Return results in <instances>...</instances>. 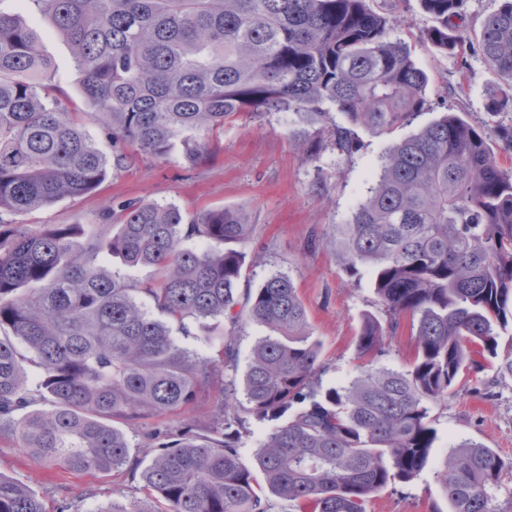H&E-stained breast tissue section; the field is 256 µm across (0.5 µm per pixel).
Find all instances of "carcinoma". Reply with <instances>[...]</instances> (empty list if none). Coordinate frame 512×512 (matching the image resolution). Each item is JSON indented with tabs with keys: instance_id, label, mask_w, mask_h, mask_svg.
Segmentation results:
<instances>
[{
	"instance_id": "1",
	"label": "carcinoma",
	"mask_w": 512,
	"mask_h": 512,
	"mask_svg": "<svg viewBox=\"0 0 512 512\" xmlns=\"http://www.w3.org/2000/svg\"><path fill=\"white\" fill-rule=\"evenodd\" d=\"M51 17L82 75L89 112L44 96L53 79L36 31L0 11V213H25L94 192L109 157L82 129L100 123L112 146L166 157L206 156L205 138L243 112H288L292 136L314 161L326 145L347 162L358 130L379 134L425 110L428 75L408 47L388 39L389 14L366 0H28ZM468 0H422L426 37L462 60L480 55L507 79L490 90L493 116L512 112V0L480 31ZM346 124L336 122L333 113ZM512 149V122L486 128L449 112L395 143L350 221L333 228L353 276L365 270L396 332L410 320V367L375 366L385 330L374 316L358 337L360 372L321 389L320 343L286 276L241 294L238 209L186 221L173 205L127 203L90 235L82 224L0 219V432L45 466L108 474L129 462L121 425L183 414L179 432L146 434L139 474L164 512H269L272 495L294 512H368L374 495L414 480L436 438L431 411L459 383L498 358L512 322V172L488 141ZM196 238L200 249L185 246ZM150 266L142 285L111 259ZM147 298L158 315L141 302ZM277 333L258 341L237 381L233 337L209 321L244 317ZM197 328L218 346H181ZM226 371L224 403L194 432L198 391ZM245 402H240L238 393ZM273 424L244 456L250 420ZM503 463L491 448H452L437 477L449 512H491ZM0 512H46L27 485L0 474Z\"/></svg>"
}]
</instances>
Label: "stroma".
<instances>
[{"label":"stroma","instance_id":"1","mask_svg":"<svg viewBox=\"0 0 512 512\" xmlns=\"http://www.w3.org/2000/svg\"><path fill=\"white\" fill-rule=\"evenodd\" d=\"M396 19L391 39L404 42L429 79L430 106L409 126L383 134L361 132V150L351 162L337 163L327 149L308 161L290 131L292 117L285 112L243 114L210 139V157L191 166L179 154L160 159L130 152L121 166L111 168L91 195L66 198L33 213L5 215V222L25 224H98L101 211L120 210L129 202L177 206L185 217L217 207L246 212L252 226L238 243L249 265L241 288H259L274 275L289 277L308 311L311 331L322 345L319 379L322 386L347 385L358 374L357 339L365 316H381L382 309L369 277L347 272L332 235L334 225L346 223L356 202L371 186L380 155L447 112L473 121L485 120V97L498 79L481 57L467 61L449 57L425 36L433 21L421 0H367ZM0 11L22 13L37 31L43 53L54 67L53 87L80 100V74L67 41L59 36L49 16L28 0H0ZM214 334H234L238 369L246 371L256 343L269 330L249 321L231 328L212 320ZM414 349L409 322L387 335L377 366L406 370ZM437 439L429 464L419 476L377 493L370 512H448L449 505L437 478L441 461L453 445L470 441L492 448L506 468L491 492L492 512H512V379H502L493 364L472 375L469 382L432 410ZM0 474L28 485L42 497L46 512H97L98 507L145 506L148 494L129 471L96 477L74 474L57 477L54 470L36 464L15 443L0 435Z\"/></svg>","mask_w":512,"mask_h":512}]
</instances>
